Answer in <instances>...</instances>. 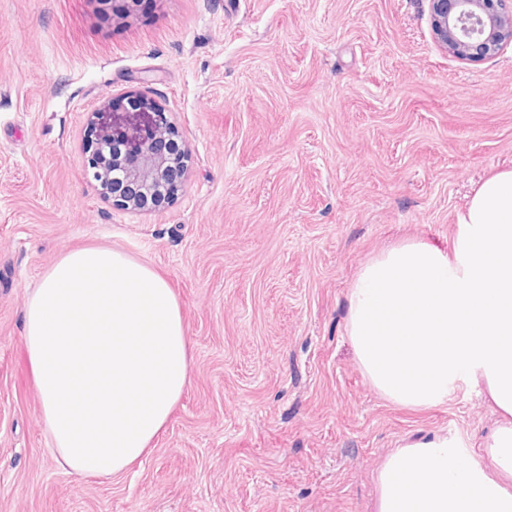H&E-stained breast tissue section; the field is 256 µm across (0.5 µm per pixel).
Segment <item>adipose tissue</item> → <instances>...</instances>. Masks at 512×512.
Returning a JSON list of instances; mask_svg holds the SVG:
<instances>
[{"mask_svg":"<svg viewBox=\"0 0 512 512\" xmlns=\"http://www.w3.org/2000/svg\"><path fill=\"white\" fill-rule=\"evenodd\" d=\"M347 301L346 335L380 394L433 407L463 379L499 414L482 459L435 436L396 449L378 474L377 512H512V170L476 188L449 248L382 252ZM24 339L51 451L82 477L140 461L189 382L173 288L111 247L65 250L42 273Z\"/></svg>","mask_w":512,"mask_h":512,"instance_id":"ef3b65f1","label":"adipose tissue"}]
</instances>
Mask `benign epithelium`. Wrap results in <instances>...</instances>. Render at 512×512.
Returning a JSON list of instances; mask_svg holds the SVG:
<instances>
[{
  "label": "benign epithelium",
  "instance_id": "7a95c632",
  "mask_svg": "<svg viewBox=\"0 0 512 512\" xmlns=\"http://www.w3.org/2000/svg\"><path fill=\"white\" fill-rule=\"evenodd\" d=\"M504 2L429 0L438 43L462 61L495 56L512 43V12L505 11ZM84 150L88 177L121 210L160 206V195L183 178L188 158L170 113L141 94L120 111L107 102L91 113Z\"/></svg>",
  "mask_w": 512,
  "mask_h": 512
}]
</instances>
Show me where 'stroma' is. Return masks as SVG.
<instances>
[{"instance_id": "stroma-1", "label": "stroma", "mask_w": 512, "mask_h": 512, "mask_svg": "<svg viewBox=\"0 0 512 512\" xmlns=\"http://www.w3.org/2000/svg\"><path fill=\"white\" fill-rule=\"evenodd\" d=\"M172 114L188 173L123 211L84 172L102 103ZM512 168V45L464 63L428 0H0V512H375L424 437L479 455L496 413L467 382L411 409L365 379L347 292L391 245L449 246ZM102 244L165 275L190 383L150 453L81 478L50 450L24 303L62 251Z\"/></svg>"}]
</instances>
